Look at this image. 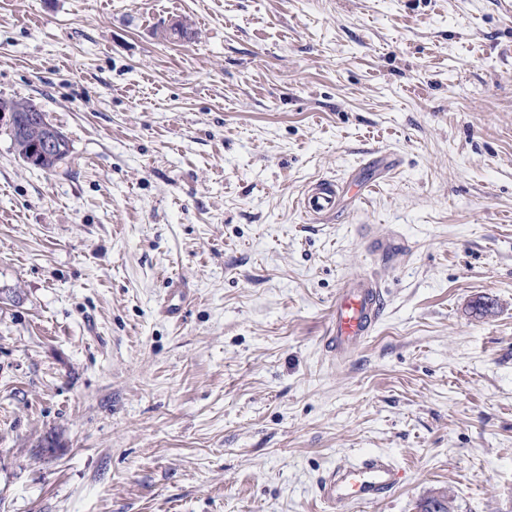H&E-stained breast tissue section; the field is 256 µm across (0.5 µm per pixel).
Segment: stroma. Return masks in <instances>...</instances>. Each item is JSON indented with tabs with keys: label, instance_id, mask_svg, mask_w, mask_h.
I'll return each instance as SVG.
<instances>
[{
	"label": "stroma",
	"instance_id": "35a3bbf8",
	"mask_svg": "<svg viewBox=\"0 0 512 512\" xmlns=\"http://www.w3.org/2000/svg\"><path fill=\"white\" fill-rule=\"evenodd\" d=\"M0 97L70 143L0 134V512H317L376 452L343 512H512V0H0ZM41 142L42 143L34 144V147L30 148L27 155L23 158L22 161L26 166L39 168V163L43 159L44 154L47 153L51 147V139L49 138V134L43 136ZM69 153V140L67 136L60 130V134L57 135L55 141L54 151L43 159L40 169L50 170L54 168L59 163V161L66 158ZM343 189L334 178L314 179L303 190L298 206L313 222L329 224L336 218ZM384 307L379 281L365 273L353 275L336 293L325 344L336 359L355 351L375 330ZM405 472L390 456L371 453L353 463L337 465L317 483L323 512H338L349 503L371 504L389 498Z\"/></svg>",
	"mask_w": 512,
	"mask_h": 512
}]
</instances>
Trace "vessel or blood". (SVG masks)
Wrapping results in <instances>:
<instances>
[{"label":"vessel or blood","mask_w":512,"mask_h":512,"mask_svg":"<svg viewBox=\"0 0 512 512\" xmlns=\"http://www.w3.org/2000/svg\"><path fill=\"white\" fill-rule=\"evenodd\" d=\"M343 186L333 178L310 181L298 206L313 222L335 220ZM384 307L379 281L371 275H353L336 294L325 344L328 352L343 358L355 351L375 330ZM404 471L390 456L371 453L353 463L330 469L317 484L322 512H340L349 503L371 504L389 498Z\"/></svg>","instance_id":"obj_1"}]
</instances>
